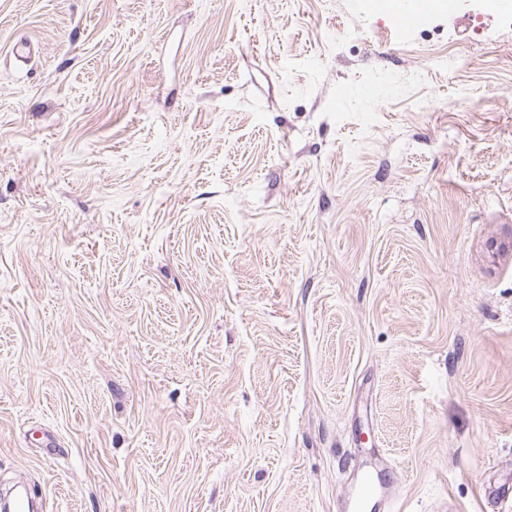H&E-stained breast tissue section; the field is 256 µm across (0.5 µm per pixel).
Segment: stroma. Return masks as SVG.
<instances>
[{"label":"stroma","mask_w":512,"mask_h":512,"mask_svg":"<svg viewBox=\"0 0 512 512\" xmlns=\"http://www.w3.org/2000/svg\"><path fill=\"white\" fill-rule=\"evenodd\" d=\"M493 240L494 0L407 32L372 0H0V491L355 512L368 479L392 512H512Z\"/></svg>","instance_id":"35a3bbf8"}]
</instances>
